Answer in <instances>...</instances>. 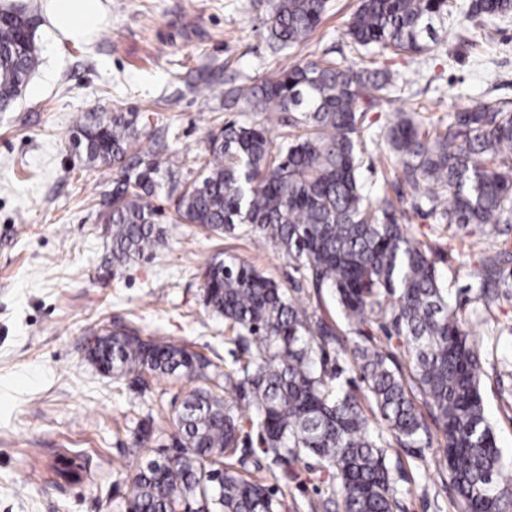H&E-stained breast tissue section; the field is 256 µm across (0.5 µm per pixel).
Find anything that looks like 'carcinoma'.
<instances>
[{"label":"carcinoma","mask_w":512,"mask_h":512,"mask_svg":"<svg viewBox=\"0 0 512 512\" xmlns=\"http://www.w3.org/2000/svg\"><path fill=\"white\" fill-rule=\"evenodd\" d=\"M327 0H273L265 20L273 46L300 44L322 22ZM448 0H358L347 35L353 50L388 58L421 55L447 30ZM512 13V0H472L464 42L487 43L486 20ZM36 28L26 17L0 16V111L21 93L40 62ZM389 67H353L334 57L275 70L251 85L224 89V109L245 120L208 138L195 178L177 189L175 221L222 235L238 224L273 240L299 274L289 293L256 269L216 255L205 270L204 303L224 317L236 346L224 367L166 338L144 339L132 327L95 338L87 358L120 382L144 375L186 378L191 389L173 418L172 447L138 467L131 501L140 512H284L270 481L288 482V465L314 456L330 475L342 512H400L388 457L426 448L432 433L415 400L429 408L442 435L435 468L448 475L462 512H508V463L497 448L483 403L484 370L474 325L448 297L431 249L405 232L389 199L372 203L360 178L362 155L383 141L408 184L412 206L472 237V276L481 290L512 288V252L496 248L512 225V102L488 101L433 120L396 114L364 135L368 112L392 101ZM283 130L273 147L264 123ZM136 119L102 111L84 117L71 144L93 171L117 167L103 203L112 264L125 265L165 237L164 211L153 204L164 155L133 150ZM315 291L317 305L303 294ZM345 329L321 312L324 292ZM378 323L392 348L375 341ZM361 341L345 347V336ZM349 352L364 383L359 391L328 368L326 347ZM253 408L242 411V402ZM385 426L376 431L373 421ZM259 448L240 449L244 425Z\"/></svg>","instance_id":"obj_1"}]
</instances>
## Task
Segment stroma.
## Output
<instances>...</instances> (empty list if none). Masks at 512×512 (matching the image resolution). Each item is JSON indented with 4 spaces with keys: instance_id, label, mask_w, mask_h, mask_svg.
<instances>
[{
    "instance_id": "1",
    "label": "stroma",
    "mask_w": 512,
    "mask_h": 512,
    "mask_svg": "<svg viewBox=\"0 0 512 512\" xmlns=\"http://www.w3.org/2000/svg\"><path fill=\"white\" fill-rule=\"evenodd\" d=\"M14 2L38 20L41 64L0 112V512H121L130 479L160 444L142 435V424L160 408L174 415L191 384L153 380L142 390L113 381L87 360L88 341L131 324L142 338L163 336L228 362L224 319L203 298L212 256L224 252L285 289L295 273L275 242H254L242 224L220 237L170 224L153 254L113 267L100 212L118 171L85 169L70 145L73 130L103 107L135 113L145 129L167 128L177 177L191 179L209 134L236 118L222 106L225 84H249L304 58L359 64L346 35L357 0H328L319 27L279 55L264 25L271 0H103L101 30L86 39L53 31L47 0ZM489 30L477 53L444 41L391 61L403 77L391 110L424 107L444 118L484 99L512 100V16ZM387 155L371 146L362 178L432 248L460 314L486 315L476 338L485 413L498 448L512 457V294L483 311L462 240L413 209ZM60 454L87 462L91 478L55 477ZM432 455L406 448L388 460L404 512H459L448 479L425 463ZM328 486L326 470L308 458L288 481L287 512H310L312 502L318 512H342L320 506Z\"/></svg>"
}]
</instances>
